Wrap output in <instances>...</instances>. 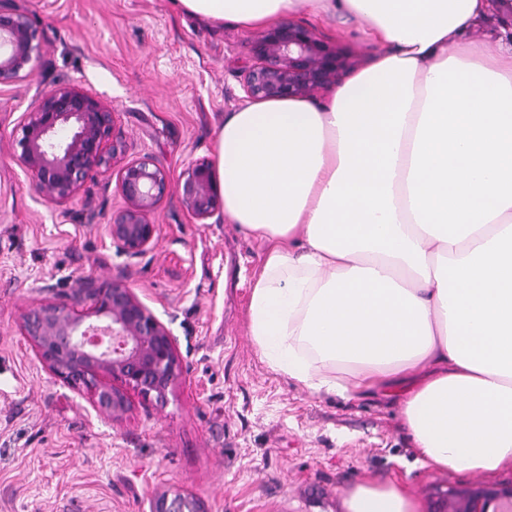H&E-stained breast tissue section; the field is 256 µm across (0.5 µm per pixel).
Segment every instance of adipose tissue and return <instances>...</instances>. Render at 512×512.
I'll list each match as a JSON object with an SVG mask.
<instances>
[{
	"instance_id": "obj_1",
	"label": "adipose tissue",
	"mask_w": 512,
	"mask_h": 512,
	"mask_svg": "<svg viewBox=\"0 0 512 512\" xmlns=\"http://www.w3.org/2000/svg\"><path fill=\"white\" fill-rule=\"evenodd\" d=\"M208 23L352 24L369 66L323 101L226 113L224 218L264 245L248 334L313 394L388 388L423 466L512 467V45L489 0H172ZM344 512H416L359 484Z\"/></svg>"
}]
</instances>
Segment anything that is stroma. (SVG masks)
Segmentation results:
<instances>
[{"label": "stroma", "instance_id": "stroma-1", "mask_svg": "<svg viewBox=\"0 0 512 512\" xmlns=\"http://www.w3.org/2000/svg\"><path fill=\"white\" fill-rule=\"evenodd\" d=\"M38 32L31 74L0 87V512H149L153 494H192L205 512H342L361 482H398L417 512L449 489L512 486L494 474L420 466L392 398L310 394L272 372L247 333L261 243L237 225L193 223L178 194L157 206L154 246L131 257L107 226L123 205L96 170L64 207L34 190L13 150L21 113L75 84L103 96L125 156L181 178L212 159L255 29L177 14L171 0H0ZM364 66L370 50L332 20L300 15ZM132 288L171 332L182 377L165 403L131 393L115 420L60 383L21 334L41 301L75 303L87 282Z\"/></svg>", "mask_w": 512, "mask_h": 512}]
</instances>
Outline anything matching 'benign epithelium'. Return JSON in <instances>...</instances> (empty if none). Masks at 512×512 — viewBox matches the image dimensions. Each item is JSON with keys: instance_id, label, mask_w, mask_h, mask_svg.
Returning a JSON list of instances; mask_svg holds the SVG:
<instances>
[{"instance_id": "1", "label": "benign epithelium", "mask_w": 512, "mask_h": 512, "mask_svg": "<svg viewBox=\"0 0 512 512\" xmlns=\"http://www.w3.org/2000/svg\"><path fill=\"white\" fill-rule=\"evenodd\" d=\"M38 34L27 14L0 9V85L28 76ZM251 63L241 87L251 100L307 97L337 82L350 68L348 55L316 31L291 21L258 33L250 45ZM114 112L98 94L78 85L47 91L32 112L18 121L19 159L43 200L66 206L95 168L116 172L124 206L107 225L111 243L129 255L152 248L151 220L161 199L179 194L189 217L206 223L220 209L215 174L203 159L185 177L172 181L153 157L123 161L124 146L111 137ZM89 305L41 302L22 315L20 330L43 366L64 385L84 390L94 407L114 418L128 409L127 392L163 402L181 375L170 332L132 289L102 285L90 291ZM492 502L512 509V487L470 488L448 493V512H489ZM151 512H204L192 497L164 491L151 500Z\"/></svg>"}]
</instances>
